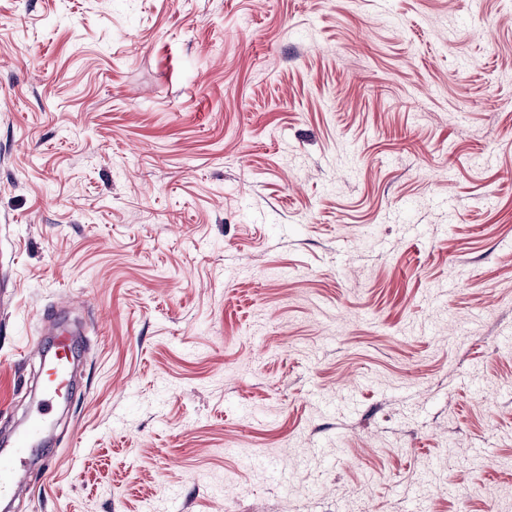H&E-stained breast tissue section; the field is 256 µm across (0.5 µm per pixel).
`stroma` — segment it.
I'll list each match as a JSON object with an SVG mask.
<instances>
[{
  "mask_svg": "<svg viewBox=\"0 0 512 512\" xmlns=\"http://www.w3.org/2000/svg\"><path fill=\"white\" fill-rule=\"evenodd\" d=\"M12 512H497L512 0H0ZM33 345L41 350L47 343L55 345L54 352L43 362L42 388L44 404L35 409L27 423L10 438L2 441L0 448V499L9 501L22 489V480L29 462L39 453L37 448L44 443V416L49 404L65 399L73 392L70 364L78 339L59 335L35 336ZM46 372H50L46 376Z\"/></svg>",
  "mask_w": 512,
  "mask_h": 512,
  "instance_id": "35a3bbf8",
  "label": "stroma"
}]
</instances>
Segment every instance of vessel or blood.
<instances>
[{"label": "vessel or blood", "instance_id": "b4317fda", "mask_svg": "<svg viewBox=\"0 0 512 512\" xmlns=\"http://www.w3.org/2000/svg\"><path fill=\"white\" fill-rule=\"evenodd\" d=\"M53 344L52 356L45 360V376L42 388L45 397L44 406L35 409L27 423L10 438L0 442V499L9 501L22 489V480L29 462L37 455L39 445L43 444L44 416L47 404L64 399L73 391L70 377V364L78 345L77 338L52 334L37 336L33 339L35 348Z\"/></svg>", "mask_w": 512, "mask_h": 512}]
</instances>
